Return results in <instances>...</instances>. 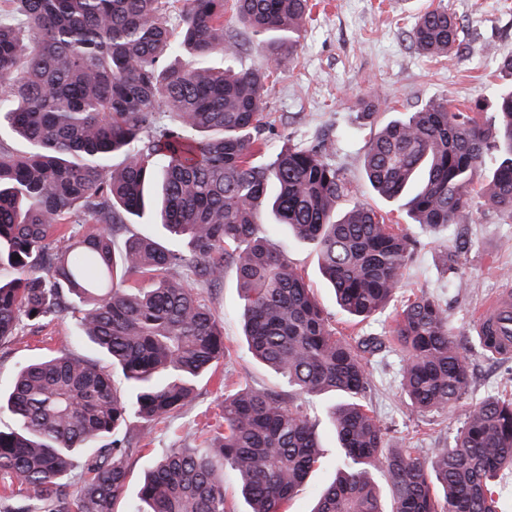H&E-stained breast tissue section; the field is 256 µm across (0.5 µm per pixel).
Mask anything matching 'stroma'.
Segmentation results:
<instances>
[{
	"label": "stroma",
	"mask_w": 512,
	"mask_h": 512,
	"mask_svg": "<svg viewBox=\"0 0 512 512\" xmlns=\"http://www.w3.org/2000/svg\"><path fill=\"white\" fill-rule=\"evenodd\" d=\"M437 6L464 22L469 41L460 54L436 63L411 45L408 30L416 13ZM224 27L239 42V52L227 61L211 57L209 66L267 68L278 75L264 97L271 121L263 133L268 149L274 152L284 144L326 145L327 160L347 183L339 211L365 203L402 229L413 243L404 276L406 292L425 293L448 309L449 328L469 369L467 388L455 407L422 413L407 405L401 388L406 356L401 351L383 353L369 366L373 384L369 400L387 447L411 448L422 460H430L435 449L453 445L472 404L504 391L512 393V359L503 362L482 354L470 325L479 305L505 281H512V217L483 206L478 221L429 230L413 223L401 203L386 201L373 191L363 162L377 125L433 99H447L459 108L477 99L488 105L512 87V71L500 63L512 55V0H314L312 20L290 61L269 60L263 40L233 20H225ZM369 95L378 103L372 124L361 119L357 106L358 98ZM287 245L293 266L337 330L352 336L388 335L402 297H395L371 320L355 323L336 307L319 273L315 250L297 242ZM204 296L223 321L229 355L215 373L200 378L191 405L142 441L141 452L130 464L125 504L136 502L144 475L167 449L202 447L210 430L221 423L225 392L282 387L281 377L255 361L244 345L243 301L234 268L226 267L223 283ZM60 351L103 366L108 363L106 356L79 338L75 316L53 317L38 330L22 328L11 345L0 347V391L9 389L24 365ZM334 403L330 394L302 403L317 422L324 458L289 501L288 512H311L318 492L336 474V442L327 420Z\"/></svg>",
	"instance_id": "35a3bbf8"
}]
</instances>
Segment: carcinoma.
Segmentation results:
<instances>
[{"instance_id": "1", "label": "carcinoma", "mask_w": 512, "mask_h": 512, "mask_svg": "<svg viewBox=\"0 0 512 512\" xmlns=\"http://www.w3.org/2000/svg\"><path fill=\"white\" fill-rule=\"evenodd\" d=\"M26 29L0 21V115L28 150L0 145V346L20 322L79 313V335L97 346L132 391L68 354L31 362L0 412V512H114L140 439L195 400L197 382L224 360L220 319L203 297L232 262L243 292L251 355L286 380L288 393L224 395V430L203 448H172L149 472L128 512H226L224 467L241 478L248 512H285L321 462L316 422L300 400L333 392L329 414L340 455L336 479L313 512H499L494 479L512 471V397L472 405L449 448L430 462L387 448L367 403L368 363L391 345L406 353L402 390L418 412L462 396L467 367L447 312L414 295L391 336L336 335L320 303L263 232L268 208L294 238L314 246L336 304L365 321L403 286L407 236L373 208L336 215L345 184L325 148L284 146L262 158L270 72L215 69L196 61L233 56L224 32L227 0H8ZM234 17L278 60L297 52L310 0H233ZM468 36L447 9L420 13L409 34L430 58L457 54ZM174 115L164 124V111ZM443 99L387 122L372 137L366 178L400 201L414 223L460 224L482 205L512 216V90L492 116ZM496 153L485 169L486 158ZM120 153L124 165L112 166ZM154 209L167 244L135 233L118 247L119 225ZM61 224H91L58 235ZM150 281L143 288L140 281ZM136 418L141 429L131 427ZM387 473L385 511L372 483Z\"/></svg>"}]
</instances>
